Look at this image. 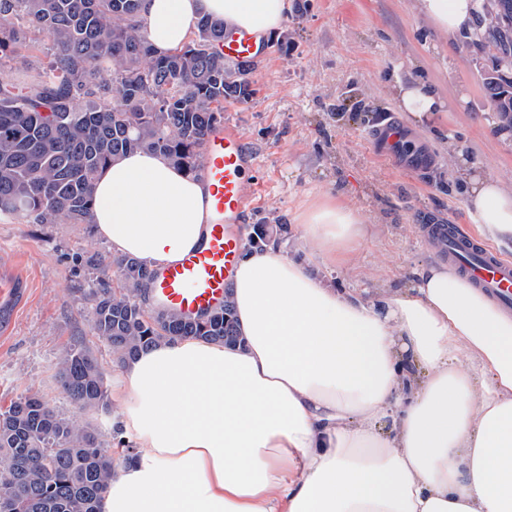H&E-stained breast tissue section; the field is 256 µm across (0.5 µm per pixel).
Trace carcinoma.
Wrapping results in <instances>:
<instances>
[{"mask_svg":"<svg viewBox=\"0 0 512 512\" xmlns=\"http://www.w3.org/2000/svg\"><path fill=\"white\" fill-rule=\"evenodd\" d=\"M46 34L53 59L30 79L0 72V214L37 224L88 222L93 182L109 161L134 150L159 153L196 176L224 98L251 95L248 72L226 68L224 23L202 20L180 48L162 56L147 41L139 0H0V58ZM478 41L497 50L485 78L505 127H512V0L480 20ZM281 224H258L247 246H273ZM114 290L92 288L95 334L120 361L163 339L239 342L231 294L204 317L150 311L142 287L154 270L134 258L107 259ZM60 387L79 408L107 406L97 360L81 345L62 355ZM116 472L95 426L48 406L36 393L0 411V512H98Z\"/></svg>","mask_w":512,"mask_h":512,"instance_id":"carcinoma-1","label":"carcinoma"}]
</instances>
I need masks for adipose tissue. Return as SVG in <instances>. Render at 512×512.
<instances>
[{
  "label": "adipose tissue",
  "mask_w": 512,
  "mask_h": 512,
  "mask_svg": "<svg viewBox=\"0 0 512 512\" xmlns=\"http://www.w3.org/2000/svg\"><path fill=\"white\" fill-rule=\"evenodd\" d=\"M417 9L454 37L475 2ZM140 14L165 54L205 16L268 36L288 0H140ZM395 101L416 127L445 112L420 81ZM456 172L479 233L512 241V190L463 160ZM209 219L206 183L160 154L132 151L96 179L91 222L113 257L176 262ZM295 220L329 264L364 233L358 210L333 199ZM231 281L239 344L163 340L117 364L112 400L139 451L100 512H512L511 312L445 264L369 298L269 246L244 250Z\"/></svg>",
  "instance_id": "obj_1"
}]
</instances>
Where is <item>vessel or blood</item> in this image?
<instances>
[{"label":"vessel or blood","instance_id":"vessel-or-blood-1","mask_svg":"<svg viewBox=\"0 0 512 512\" xmlns=\"http://www.w3.org/2000/svg\"><path fill=\"white\" fill-rule=\"evenodd\" d=\"M259 53L252 34L240 32L224 41L225 58L249 62ZM368 140L372 148L385 155L404 157L411 172H420L426 166L425 159L413 149L409 132L395 120H388L384 128L372 131ZM204 151L207 158L204 180L211 212L206 242L167 265L152 283V291L162 308L189 318L213 310L223 302L245 245L242 235L230 232L229 227L240 223L249 205L244 188L250 158L243 135L231 128L212 132L204 142ZM430 231L449 262L504 307L512 309L511 259L461 233L457 225L434 224ZM22 283L18 273L0 272V311L10 312Z\"/></svg>","mask_w":512,"mask_h":512}]
</instances>
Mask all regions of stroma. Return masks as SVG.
<instances>
[{
  "label": "stroma",
  "instance_id": "35a3bbf8",
  "mask_svg": "<svg viewBox=\"0 0 512 512\" xmlns=\"http://www.w3.org/2000/svg\"><path fill=\"white\" fill-rule=\"evenodd\" d=\"M288 2L287 23L268 36L250 70L251 96L224 100L223 123L244 135L255 159L248 182L260 189L235 230L286 225L279 250L307 258L292 218L332 196L359 210L365 232L345 266L315 263L312 272L348 292L407 287L415 270L438 260L426 225L476 232L444 140L455 142L475 172L512 189V128H503L484 87L496 51L469 36L448 41L414 0ZM415 80L434 84L447 100L468 96L438 129H418L431 166L420 181L373 154L366 139L368 129L398 112L391 85ZM110 255L93 225L0 217V264L18 265L29 278L12 334L0 335V408L39 394L65 416L92 422L107 447L120 429L118 406L70 404L60 391L59 359L80 343L104 377L112 375V353L93 330L89 301L90 288L116 284L115 268L103 263Z\"/></svg>",
  "mask_w": 512,
  "mask_h": 512
}]
</instances>
